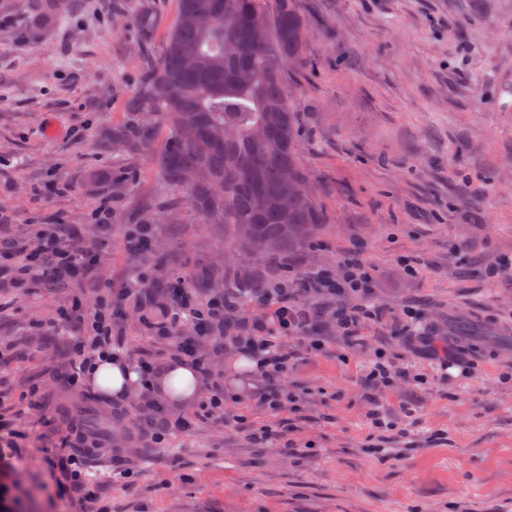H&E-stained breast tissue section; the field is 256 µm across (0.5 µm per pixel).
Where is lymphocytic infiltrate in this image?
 <instances>
[{
	"mask_svg": "<svg viewBox=\"0 0 512 512\" xmlns=\"http://www.w3.org/2000/svg\"><path fill=\"white\" fill-rule=\"evenodd\" d=\"M40 244L30 248L28 244L0 242V264L10 263L15 268L17 279L63 281L80 272H89L95 257L80 245L73 243L61 225L49 224L39 231ZM371 276L365 267L354 259L345 260L339 279L329 280L320 273L309 272L297 277L292 283H277L268 288L267 295L276 302L271 319L251 318L243 323L242 348L256 362V371L263 386L257 397L276 410L280 399L274 391L283 381L290 368L291 358L280 345L281 338L305 335L314 317L312 310L301 305V297L319 291L331 294L351 293L359 296V304L340 308L336 321L346 336H353L365 320L375 317L372 306L362 303ZM145 286L133 280L124 286L112 289L100 305L91 311L74 310L76 319L85 330L84 335L71 339L73 367L69 375L70 384H78L88 360L100 353L123 354L124 346L114 331L116 309L129 302H141ZM224 299L217 296L208 301H198L194 289L179 276L170 280L166 290V311L160 321L151 323L155 335L164 339H175L178 358L202 362L198 341L186 336L185 325L220 332L224 329ZM139 405L145 413L141 424L144 435L155 443H163L172 436L186 432L193 420L186 416H172L164 405L154 399L149 391H142Z\"/></svg>",
	"mask_w": 512,
	"mask_h": 512,
	"instance_id": "1",
	"label": "lymphocytic infiltrate"
}]
</instances>
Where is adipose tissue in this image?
I'll return each instance as SVG.
<instances>
[{"label":"adipose tissue","mask_w":512,"mask_h":512,"mask_svg":"<svg viewBox=\"0 0 512 512\" xmlns=\"http://www.w3.org/2000/svg\"><path fill=\"white\" fill-rule=\"evenodd\" d=\"M83 379L108 402L130 401L146 387L169 407H186L195 403L205 384V377L198 366L186 360H169L144 377L126 358L108 355L89 362Z\"/></svg>","instance_id":"adipose-tissue-1"}]
</instances>
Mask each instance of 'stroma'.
Wrapping results in <instances>:
<instances>
[{"instance_id":"1","label":"stroma","mask_w":512,"mask_h":512,"mask_svg":"<svg viewBox=\"0 0 512 512\" xmlns=\"http://www.w3.org/2000/svg\"><path fill=\"white\" fill-rule=\"evenodd\" d=\"M36 0H0V237L35 239L63 224L97 252L93 274L50 288L0 271V423L18 431L5 454L18 468L13 512H90L60 493L50 470L62 436L80 450L100 512H512V0H261L304 19L305 63L285 68L298 116L297 152L326 215L321 234L273 271L285 282L340 261L372 275L376 319L343 335L331 316L285 346L293 357L282 408L254 396L240 344L203 338L224 386V411L251 425H288L300 453L251 444L237 426L198 420L155 445L136 401L114 410L68 383L71 355L53 327L72 306L137 277L160 317L163 282L191 277L197 296L224 291V231L180 220L148 225L155 246L125 241L159 201L157 159L113 132L135 119L128 103L143 67L162 53L176 0H148L160 25L142 44L132 0H57V21L36 27ZM112 201V228L94 215ZM499 323L474 353L448 345L449 317ZM130 353L158 362L172 347L128 309L117 323ZM321 344L310 350V340ZM403 375L365 388L372 359ZM399 425L382 435L369 414ZM106 418L105 428L89 422ZM124 464L126 477L113 476Z\"/></svg>"}]
</instances>
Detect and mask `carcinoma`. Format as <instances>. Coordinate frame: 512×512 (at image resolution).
Returning a JSON list of instances; mask_svg holds the SVG:
<instances>
[{"label": "carcinoma", "instance_id": "cac0c4a2", "mask_svg": "<svg viewBox=\"0 0 512 512\" xmlns=\"http://www.w3.org/2000/svg\"><path fill=\"white\" fill-rule=\"evenodd\" d=\"M259 2L178 0L163 53L142 71L130 104L131 111L147 116L146 125H132L112 140L151 147L152 127L166 128L158 146L160 191L183 193L198 222L222 226L232 248L247 237L274 242L275 249L247 257L275 265L317 238L325 217L304 189L297 117L283 81L285 67L304 64L306 27L293 9L282 8L268 18L265 40L256 42L252 20L261 11ZM201 10L215 20L206 32L185 22ZM133 17L141 40H151L158 20L149 5L142 0ZM243 71L253 75L248 86L239 83ZM260 122L271 127L272 137L255 143L249 132ZM287 166L294 170L288 182L282 177ZM258 196L268 201L262 210L255 206ZM178 210L172 202L142 213L139 223L156 224Z\"/></svg>", "mask_w": 512, "mask_h": 512}]
</instances>
